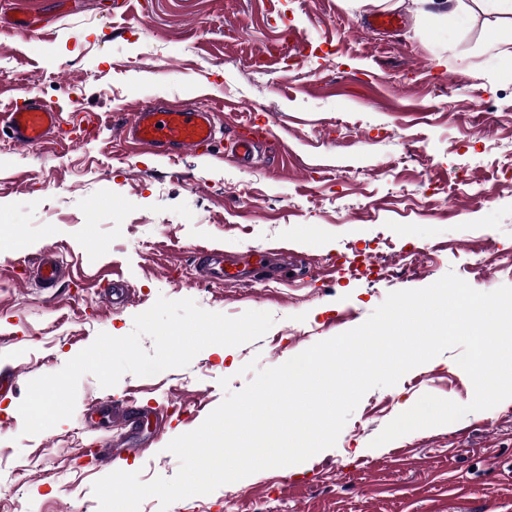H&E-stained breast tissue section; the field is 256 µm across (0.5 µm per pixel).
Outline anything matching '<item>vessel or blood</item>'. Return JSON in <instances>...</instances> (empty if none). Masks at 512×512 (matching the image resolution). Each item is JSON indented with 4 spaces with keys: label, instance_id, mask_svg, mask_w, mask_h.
I'll use <instances>...</instances> for the list:
<instances>
[{
    "label": "vessel or blood",
    "instance_id": "obj_1",
    "mask_svg": "<svg viewBox=\"0 0 512 512\" xmlns=\"http://www.w3.org/2000/svg\"><path fill=\"white\" fill-rule=\"evenodd\" d=\"M60 111L55 106L34 96L24 106L0 112V129L6 130L10 143L33 146L45 143L58 128ZM217 127L214 114L208 108L188 104L169 109L157 102H147L135 113L133 120L123 129L125 142L152 149L164 156L195 152L210 147L216 140ZM261 138L243 127L235 135L231 152L226 160L237 164L250 161ZM198 264L204 277L212 282L237 286L242 282L239 273L224 266V252L207 249L198 254ZM60 262L53 250L42 253L36 276L45 285H55L59 280ZM100 410L111 416L123 432L122 451L127 455L140 453L143 448L144 415L126 404L105 400Z\"/></svg>",
    "mask_w": 512,
    "mask_h": 512
}]
</instances>
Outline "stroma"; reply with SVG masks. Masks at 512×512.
<instances>
[{
	"label": "stroma",
	"instance_id": "1",
	"mask_svg": "<svg viewBox=\"0 0 512 512\" xmlns=\"http://www.w3.org/2000/svg\"><path fill=\"white\" fill-rule=\"evenodd\" d=\"M16 3L52 24L0 36V110L37 96L63 121L46 144L0 151V378L14 379L0 385V512H98L92 486L108 470L82 468L75 454L113 447L121 433L92 416L101 400H132L167 421L112 468L171 478L180 463L167 444L250 382L248 362L279 366L361 325L389 293L450 272L484 292L512 285V70L478 50L512 15L463 0L465 24L448 29L418 0ZM385 9L404 26L368 29ZM284 26L306 47L290 70L263 54ZM148 100L219 104L226 134L250 118L273 138L246 166L214 161L224 139L209 156L135 149L118 130ZM207 247L283 248L295 271L234 288L185 278ZM47 249L66 272L42 290L33 267ZM115 277L130 290L119 309L104 293ZM161 296L275 323L255 341L211 345L188 366L127 373L110 388L83 375L73 415L24 434L28 383L99 333L128 335ZM457 355L369 390L334 447L168 512H512V399L371 445L404 400H472Z\"/></svg>",
	"mask_w": 512,
	"mask_h": 512
}]
</instances>
